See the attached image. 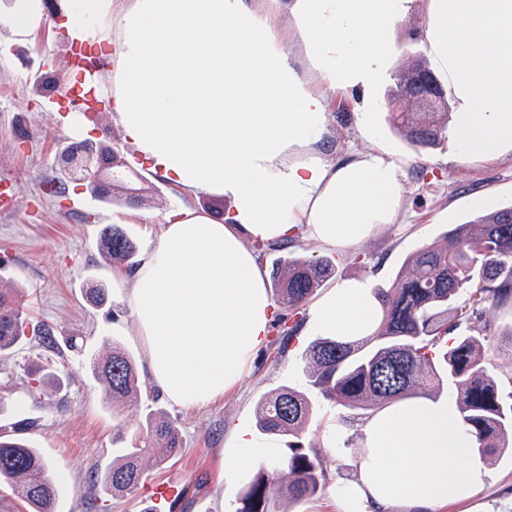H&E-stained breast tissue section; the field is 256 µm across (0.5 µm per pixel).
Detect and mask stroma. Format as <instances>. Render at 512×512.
<instances>
[{"instance_id":"1","label":"stroma","mask_w":512,"mask_h":512,"mask_svg":"<svg viewBox=\"0 0 512 512\" xmlns=\"http://www.w3.org/2000/svg\"><path fill=\"white\" fill-rule=\"evenodd\" d=\"M44 3L47 23L34 39L15 42L0 29V181L11 184L16 193L14 207L0 210V282L22 289L30 320L53 327L56 343L47 348L24 339L0 353V403L5 406L0 434L33 445L59 477L57 512H83L90 500L96 512H147L155 486L168 481L180 482L183 492L175 502L162 505L161 512H227L243 489L241 480L224 475V458L237 432L256 431L258 404L265 393L284 387L308 392L303 355L317 334L304 313L298 316L294 336L272 328L243 380L202 407L174 406L152 383L132 311L117 286L123 269L103 260L99 227L136 209L137 218L123 227L143 250L158 237L167 213L194 207L225 223L233 213L232 203L175 189L124 139L119 124L109 117L105 95L94 90L84 99L72 90L75 43L65 26L62 0ZM426 27L423 0H410L403 20L388 35L391 56L383 77L365 89L327 93L329 118L322 149L328 157L380 149L407 160L405 193L395 223L343 254L323 253L307 240L286 253L259 249L265 269L276 267L288 254L309 259L326 254L335 265V280L361 276L373 288L388 289L417 245L441 239L450 225L512 204L511 156L461 164L454 159L455 137L418 151L391 123L387 93L392 77L406 58L429 56ZM366 108L377 130L373 138L358 122ZM76 112L86 120L88 140L116 148L141 177L147 191L136 206L104 201L94 197L85 182L66 180L60 154L77 141L70 127ZM62 179L66 192H50L48 182ZM91 279L109 289L106 305L86 302L83 287ZM467 333L479 338L495 377L512 373L511 308L487 311L472 320ZM72 336L83 338L82 348L69 347ZM115 341L133 356L140 379L138 398L118 410L86 369L90 351ZM314 402L316 410L302 441L322 462L325 489L318 498L293 503L290 509L338 512L336 486L357 473L360 430L347 429L340 448H329L327 425L340 412L322 397ZM156 412L175 421L183 439L181 453L163 466L147 465L134 493L112 497L94 482V475L111 462L114 449L137 442L146 417ZM491 466L476 496L448 503L440 512H512V454L492 456Z\"/></svg>"}]
</instances>
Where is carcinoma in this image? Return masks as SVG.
Instances as JSON below:
<instances>
[{
	"label": "carcinoma",
	"instance_id": "1",
	"mask_svg": "<svg viewBox=\"0 0 512 512\" xmlns=\"http://www.w3.org/2000/svg\"><path fill=\"white\" fill-rule=\"evenodd\" d=\"M392 101L412 102L410 110L392 113L393 123L418 148L435 147L445 138L448 113L442 83L424 61L394 76ZM100 250L112 264H135L137 247L119 225L108 227ZM406 273L393 287L377 289L380 308L371 332L358 338L325 337L304 354L308 385L323 400L345 411L343 421H359L356 411L388 407L400 400L424 397L444 380L456 388L459 418L474 436L471 451L491 456L512 441V374L497 379L474 336L460 329L490 309L512 304V205L454 224L443 239L412 250ZM335 274L331 260L290 258L271 272L280 307L297 311ZM38 344H55L45 323L29 322L19 292L0 288V352L13 347L26 328ZM88 371L103 387L107 400L124 402L139 391L135 362L118 343L92 355ZM314 402L291 388L268 393L260 401L258 429L287 446V452L260 466L246 481L233 512H282L278 498L314 499L325 488L317 454L302 443ZM183 448L175 422L165 414L146 420L139 444L112 458L98 481L112 495L133 493L144 477L143 458L160 466ZM12 486L30 512H44L56 499L58 478L30 445L0 436V483Z\"/></svg>",
	"mask_w": 512,
	"mask_h": 512
}]
</instances>
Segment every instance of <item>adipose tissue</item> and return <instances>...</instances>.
Instances as JSON below:
<instances>
[{"mask_svg":"<svg viewBox=\"0 0 512 512\" xmlns=\"http://www.w3.org/2000/svg\"><path fill=\"white\" fill-rule=\"evenodd\" d=\"M275 2L67 0L70 38L107 52L108 99L125 139L175 187L233 204L227 223L190 207L166 216L128 277L150 376L179 407L242 380L270 332L273 302L247 240L304 237L347 251L394 223L404 193L400 161L368 152L331 163L319 141L325 89L380 76L386 35L408 0H290L303 75L270 23ZM425 11L453 102L457 161L512 155V0H425ZM45 21L43 0H13L0 28L26 40ZM378 309L369 281L350 277L310 304L309 323L322 336L359 337ZM361 433L358 479L337 492L341 512H437L472 498L491 472L472 455L451 399L402 400L373 413ZM276 448L239 435L225 476Z\"/></svg>","mask_w":512,"mask_h":512,"instance_id":"adipose-tissue-1","label":"adipose tissue"}]
</instances>
